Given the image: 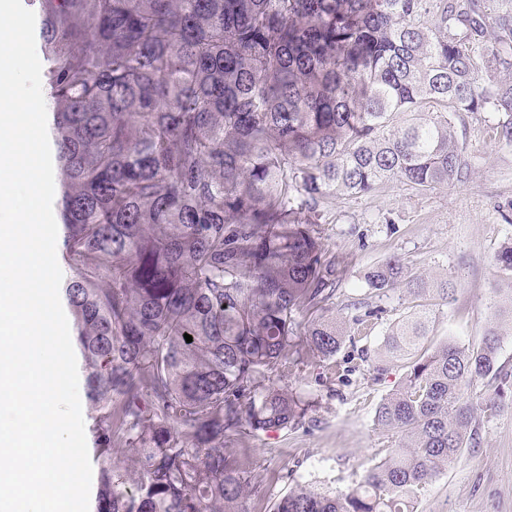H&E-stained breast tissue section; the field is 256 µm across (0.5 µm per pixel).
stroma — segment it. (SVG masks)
<instances>
[{
  "label": "stroma",
  "mask_w": 512,
  "mask_h": 512,
  "mask_svg": "<svg viewBox=\"0 0 512 512\" xmlns=\"http://www.w3.org/2000/svg\"><path fill=\"white\" fill-rule=\"evenodd\" d=\"M463 140L474 165L466 184L420 190L386 182L364 196H338L322 209L324 247L339 279L327 314L348 321L360 307L380 313L367 329L346 337L335 358L308 356L283 378L313 402L305 423L238 441L251 463L249 512H272L274 502L299 484L352 489L398 445L374 416L404 369L395 364L380 375L376 367L387 332L409 300L399 291L376 296L363 279L368 268L395 254L414 273L448 278L455 294L440 306L428 341L480 342L493 291L505 285L493 258L512 241V223L503 219L512 210V148L498 146L480 119H467ZM340 367L345 376H337ZM479 427L480 447L464 449L454 467L421 490L416 512H512V406L480 418Z\"/></svg>",
  "instance_id": "1"
}]
</instances>
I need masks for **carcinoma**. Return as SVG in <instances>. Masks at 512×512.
<instances>
[{
  "label": "carcinoma",
  "instance_id": "carcinoma-1",
  "mask_svg": "<svg viewBox=\"0 0 512 512\" xmlns=\"http://www.w3.org/2000/svg\"><path fill=\"white\" fill-rule=\"evenodd\" d=\"M30 5L94 512H248L250 467L227 443L301 424L308 404L281 378L304 352L335 357L348 333L323 313L336 264L321 208L390 180L467 183V114L495 115L494 139L512 146V0ZM494 264L508 304L492 303L476 347L423 344L454 295L448 280L395 255L364 273L377 294L413 301L382 352L404 376L375 412L398 447L357 488L298 485L273 512H414L476 444L477 415L512 396L504 385L468 395L512 330V242Z\"/></svg>",
  "mask_w": 512,
  "mask_h": 512
}]
</instances>
